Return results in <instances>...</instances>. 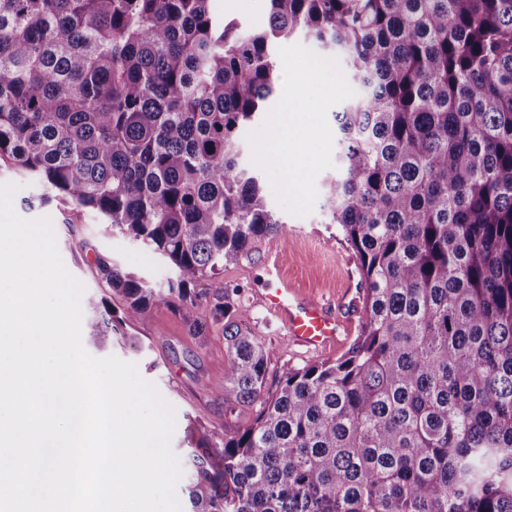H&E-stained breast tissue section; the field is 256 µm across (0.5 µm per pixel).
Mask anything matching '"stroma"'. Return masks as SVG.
<instances>
[{
	"instance_id": "obj_1",
	"label": "stroma",
	"mask_w": 512,
	"mask_h": 512,
	"mask_svg": "<svg viewBox=\"0 0 512 512\" xmlns=\"http://www.w3.org/2000/svg\"><path fill=\"white\" fill-rule=\"evenodd\" d=\"M0 184L17 185L13 207L18 216L26 220H50L63 264L82 284L85 294L106 298L112 295L98 275L96 259L100 256L110 258L155 287H166L172 276L170 268L150 250L112 233L108 224L91 211L56 199L26 205V198L35 195L37 189L7 157L0 159ZM268 202L284 223L283 233L273 239L257 240L235 265L225 268L224 281L240 288L241 298L250 309V326L270 349L267 373L269 382L273 383L288 368L333 360L345 353L359 331V299L365 293V286L346 241L321 207L300 216L285 210L276 197H269ZM274 241L281 245L280 262L288 280L303 294L334 301L339 317L350 327L341 346L315 356L299 355L282 323L258 304L257 292L268 285L264 273L265 252ZM84 347L99 358L115 356L135 363L142 378L174 408L176 425L171 447L182 468L176 497L179 503H186L192 457L212 423L222 419L233 430L249 425L255 415L251 409L229 417L224 414L221 331L209 330L204 340L194 338L189 335L181 314L159 304L145 320L125 326L107 347L100 348L89 341Z\"/></svg>"
}]
</instances>
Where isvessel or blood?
Returning a JSON list of instances; mask_svg holds the SVG:
<instances>
[{
	"label": "vessel or blood",
	"mask_w": 512,
	"mask_h": 512,
	"mask_svg": "<svg viewBox=\"0 0 512 512\" xmlns=\"http://www.w3.org/2000/svg\"><path fill=\"white\" fill-rule=\"evenodd\" d=\"M258 302L283 323L290 341L310 354L336 345L345 328L325 304L282 281L261 293Z\"/></svg>",
	"instance_id": "obj_1"
}]
</instances>
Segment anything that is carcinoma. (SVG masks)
Returning <instances> with one entry per match:
<instances>
[{
    "mask_svg": "<svg viewBox=\"0 0 512 512\" xmlns=\"http://www.w3.org/2000/svg\"><path fill=\"white\" fill-rule=\"evenodd\" d=\"M269 4L245 31L214 0H0V158L174 272L97 257L124 308L86 298L92 343L158 303L222 330L225 414L256 415L211 426L185 512H512V0ZM298 33L358 90L322 207L366 291L347 352L272 390L223 274L281 228L239 146Z\"/></svg>",
    "mask_w": 512,
    "mask_h": 512,
    "instance_id": "1",
    "label": "carcinoma"
}]
</instances>
